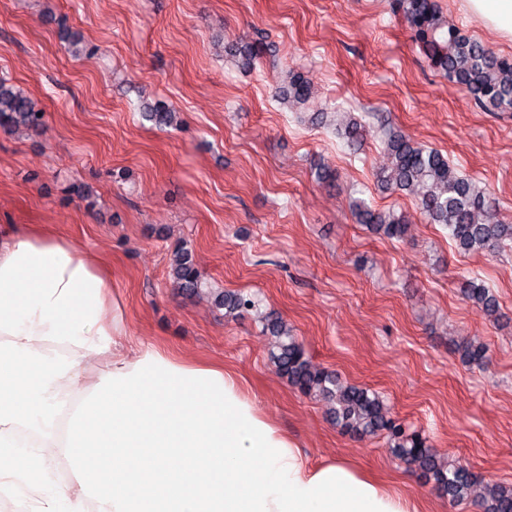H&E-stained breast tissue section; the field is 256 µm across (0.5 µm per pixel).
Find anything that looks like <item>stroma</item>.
Wrapping results in <instances>:
<instances>
[{"mask_svg":"<svg viewBox=\"0 0 512 512\" xmlns=\"http://www.w3.org/2000/svg\"><path fill=\"white\" fill-rule=\"evenodd\" d=\"M393 3L0 0V75L46 114L38 131L0 130V226L47 224L108 260L128 345L232 369L310 462L347 459L402 484L425 512H481L471 498L449 506L385 435L336 426L324 401L277 372L262 333V316H280L315 363L379 394L449 463L512 485V249L458 252L447 228L376 178L387 163L379 126L389 123L441 151L512 224V115L479 110L434 70ZM436 3L449 23L512 57V42L483 29L463 0ZM65 28L88 55L65 51ZM259 34L269 48L243 71L229 49ZM291 69L312 79L315 107L361 115L360 150L277 97ZM156 99L178 112V129L141 118ZM320 157L334 187L315 180ZM74 184L92 201L69 194ZM356 198L406 215V237L357 224ZM183 242L208 294L172 286ZM472 277L496 296L499 319L463 297ZM213 291L241 292L256 307L226 315ZM473 339L488 348L484 366L456 350Z\"/></svg>","mask_w":512,"mask_h":512,"instance_id":"obj_1","label":"stroma"}]
</instances>
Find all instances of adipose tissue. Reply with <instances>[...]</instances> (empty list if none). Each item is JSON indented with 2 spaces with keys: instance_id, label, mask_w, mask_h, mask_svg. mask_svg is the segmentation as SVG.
<instances>
[{
  "instance_id": "adipose-tissue-1",
  "label": "adipose tissue",
  "mask_w": 512,
  "mask_h": 512,
  "mask_svg": "<svg viewBox=\"0 0 512 512\" xmlns=\"http://www.w3.org/2000/svg\"><path fill=\"white\" fill-rule=\"evenodd\" d=\"M512 41V0H464ZM102 261L0 236V495L27 512H418L345 460L312 466L240 379L144 346ZM103 366L88 380V359Z\"/></svg>"
}]
</instances>
